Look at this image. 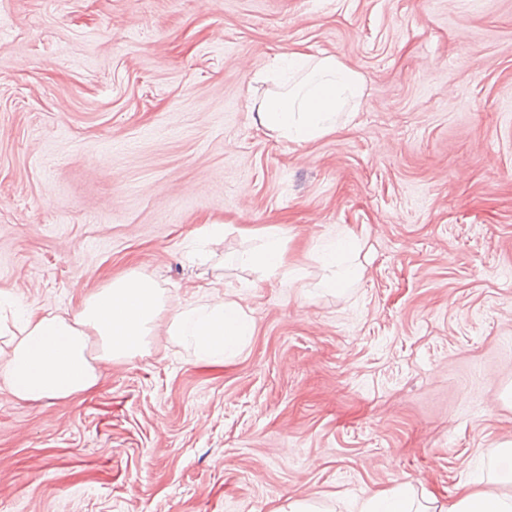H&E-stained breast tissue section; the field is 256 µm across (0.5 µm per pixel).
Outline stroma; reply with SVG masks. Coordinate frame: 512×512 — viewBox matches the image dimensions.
I'll return each instance as SVG.
<instances>
[{
  "mask_svg": "<svg viewBox=\"0 0 512 512\" xmlns=\"http://www.w3.org/2000/svg\"><path fill=\"white\" fill-rule=\"evenodd\" d=\"M298 49L365 82L302 146L250 110ZM271 224L269 279L239 257ZM343 228L363 275L328 292ZM129 272L173 313L223 282L252 336L209 364L159 333L66 400L0 384V512H357L489 470L512 441V0H0V289L71 314Z\"/></svg>",
  "mask_w": 512,
  "mask_h": 512,
  "instance_id": "35a3bbf8",
  "label": "stroma"
}]
</instances>
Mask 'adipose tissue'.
<instances>
[{
  "label": "adipose tissue",
  "instance_id": "obj_1",
  "mask_svg": "<svg viewBox=\"0 0 512 512\" xmlns=\"http://www.w3.org/2000/svg\"><path fill=\"white\" fill-rule=\"evenodd\" d=\"M288 67L298 75L295 84L286 94L260 102L256 123L294 145L335 132L343 108L363 94L362 75L336 56L316 58L303 51L289 54ZM258 238L259 246L242 262L275 276L287 263L281 231L271 225ZM359 247L357 234L347 231L318 251L326 272L323 288L336 291L360 279L361 265L350 262ZM161 328L192 342L200 360L219 362L252 335L253 320L220 282L212 283L202 305L173 314L156 283L132 273L85 297L71 316L40 312L0 290V337H8L11 346L0 362V382L16 399L30 402L91 392L101 365L138 357ZM359 512H512V448H504L489 475L471 479L448 501L429 492L415 502L410 483L404 482L363 501Z\"/></svg>",
  "mask_w": 512,
  "mask_h": 512
}]
</instances>
